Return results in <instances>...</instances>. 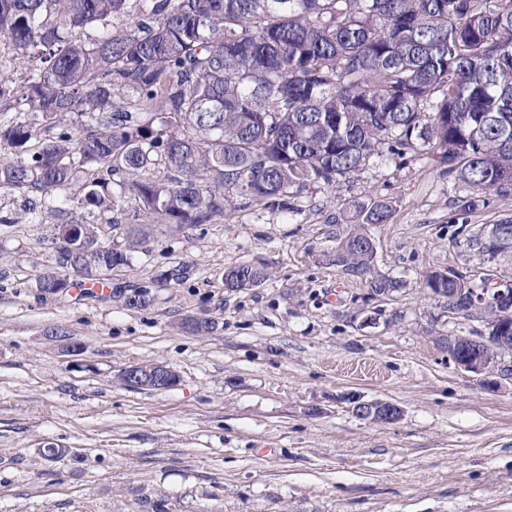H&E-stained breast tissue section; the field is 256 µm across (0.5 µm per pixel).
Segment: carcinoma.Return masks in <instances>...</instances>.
Instances as JSON below:
<instances>
[{"label": "carcinoma", "mask_w": 512, "mask_h": 512, "mask_svg": "<svg viewBox=\"0 0 512 512\" xmlns=\"http://www.w3.org/2000/svg\"><path fill=\"white\" fill-rule=\"evenodd\" d=\"M2 38L22 74L16 104L40 120L0 125V147L30 155L0 163V188L81 225L60 254L88 285L127 256L80 207L112 213L131 197L181 229L231 198L278 205L423 152L475 194L512 189V0H0ZM390 212L358 206L332 262L366 274L364 227ZM58 284L44 273L35 288ZM427 285L472 306L461 272Z\"/></svg>", "instance_id": "1"}]
</instances>
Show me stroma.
<instances>
[{"label": "stroma", "instance_id": "1", "mask_svg": "<svg viewBox=\"0 0 512 512\" xmlns=\"http://www.w3.org/2000/svg\"><path fill=\"white\" fill-rule=\"evenodd\" d=\"M471 194L424 155L298 190L288 211L237 200L208 224L155 223L135 244L130 199L104 237L127 254L107 292L44 298L67 216L0 189V512H512V381L449 362V337L486 323L426 286L451 268L512 286V250L468 243L512 219V189L463 209ZM374 200L391 215L366 226L376 255L354 277L325 256ZM233 263L268 278L227 290ZM142 286L151 303L126 306ZM190 316L213 329L183 332ZM151 363L177 385L123 384ZM353 395L401 415L358 416Z\"/></svg>", "mask_w": 512, "mask_h": 512}]
</instances>
